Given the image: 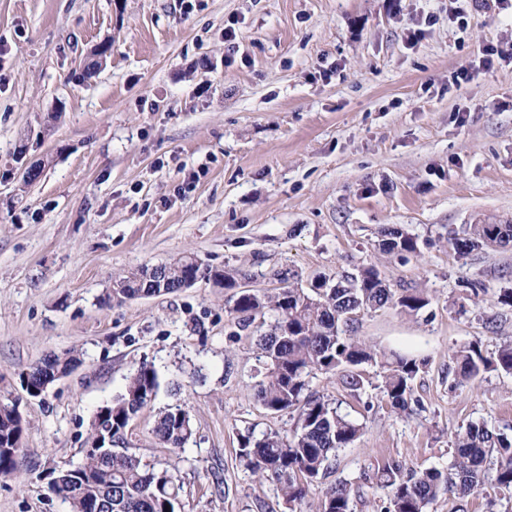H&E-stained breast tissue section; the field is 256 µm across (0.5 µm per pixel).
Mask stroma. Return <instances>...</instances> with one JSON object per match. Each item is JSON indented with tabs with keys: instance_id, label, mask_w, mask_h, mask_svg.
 Instances as JSON below:
<instances>
[{
	"instance_id": "stroma-1",
	"label": "stroma",
	"mask_w": 512,
	"mask_h": 512,
	"mask_svg": "<svg viewBox=\"0 0 512 512\" xmlns=\"http://www.w3.org/2000/svg\"><path fill=\"white\" fill-rule=\"evenodd\" d=\"M418 43H408L414 29ZM234 39H226L227 30ZM103 67L85 76L101 44ZM512 44V10L469 0H0V402L30 427L19 473L0 475V512H69L46 469L84 459L96 410L123 393L143 362L156 400L130 423L143 464L174 468L176 512H291L271 483L239 464L241 434L287 433L290 414L256 399L265 371L253 334L234 336L239 290H273L375 265L392 289L419 288L418 316L385 306L355 334L379 351L428 365L421 406L372 408L339 376L308 391L361 427L325 478H354L396 459L450 465L453 442L484 422L512 435V373L461 384L453 352L512 341V245L458 257L453 231L512 220V62L454 85L481 44ZM56 114L45 127L47 114ZM25 161L43 166L24 183ZM415 235L399 262L379 230ZM193 253L236 270L160 296L106 302L115 276ZM482 291L472 294L471 284ZM80 364L41 397L19 375L51 351ZM190 415L184 450L152 428L174 407ZM482 489L441 496L428 512H512L488 461Z\"/></svg>"
}]
</instances>
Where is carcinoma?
<instances>
[{"mask_svg":"<svg viewBox=\"0 0 512 512\" xmlns=\"http://www.w3.org/2000/svg\"><path fill=\"white\" fill-rule=\"evenodd\" d=\"M453 246L460 257L483 246L512 244V224H466L453 233ZM380 250L405 263L419 254L417 237L400 227L381 229ZM237 273L212 272L184 254L155 267L129 271L112 282L107 300L160 295L178 290L186 279L214 278L232 288ZM285 283L272 291L244 290L235 300L232 314L238 330L254 324L265 328L258 346L267 371L253 389L258 401L272 412L295 411L297 419L286 435L249 432L241 436L237 457L259 481L275 484L290 503L309 502L310 512H353L355 497H364L363 486L342 479L319 489V479L331 467L341 448L353 444L361 434L356 422L341 414L329 400L305 395L307 378L314 372L336 374L364 363L378 362L381 382L377 396L391 409L407 410L413 401L414 382L428 365L415 356H386L352 335L358 314L393 305L402 312L419 315L429 296L419 290L394 292L374 265L352 272L318 275L303 288L290 283L288 271L278 274ZM459 382H467L488 371L512 373V342L487 356L476 343L459 347L453 355ZM80 363L75 351L49 352L22 375L21 385L35 396ZM160 388L153 365L139 364L127 378L124 392L95 412L85 441L84 461L67 469H50L47 488L67 503L70 512H176L181 485L168 469H148L133 449L127 447L130 421L155 400ZM29 423L16 407L0 404V474L18 470V456ZM153 433L160 444L173 451L185 447L193 434L187 411L180 407L162 413ZM454 459L447 468L423 471L406 469L398 460H388L363 481L386 496L382 512H426L441 495L464 498L484 485L490 451H497L495 483L501 491H512V437L471 423L454 441ZM317 493L310 501L308 496Z\"/></svg>","mask_w":512,"mask_h":512,"instance_id":"cac0c4a2","label":"carcinoma"}]
</instances>
